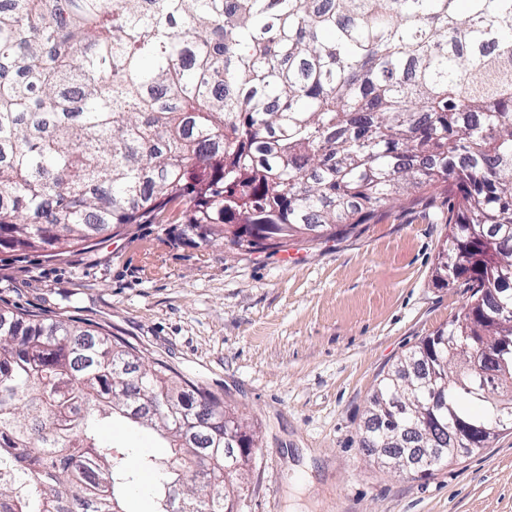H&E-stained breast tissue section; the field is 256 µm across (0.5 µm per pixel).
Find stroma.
Wrapping results in <instances>:
<instances>
[{
  "label": "stroma",
  "mask_w": 512,
  "mask_h": 512,
  "mask_svg": "<svg viewBox=\"0 0 512 512\" xmlns=\"http://www.w3.org/2000/svg\"><path fill=\"white\" fill-rule=\"evenodd\" d=\"M179 211L64 254L0 248V307L123 339L222 398L253 439L237 512H512V430L415 478L360 445L379 381L469 297L435 273L447 193L252 253L185 238ZM101 435L166 454L148 430Z\"/></svg>",
  "instance_id": "stroma-1"
}]
</instances>
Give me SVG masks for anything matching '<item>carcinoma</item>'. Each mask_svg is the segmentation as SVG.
Returning a JSON list of instances; mask_svg holds the SVG:
<instances>
[{
	"label": "carcinoma",
	"mask_w": 512,
	"mask_h": 512,
	"mask_svg": "<svg viewBox=\"0 0 512 512\" xmlns=\"http://www.w3.org/2000/svg\"><path fill=\"white\" fill-rule=\"evenodd\" d=\"M0 8V236L61 254L185 205L183 232L253 252L448 193L437 277L462 311L378 384L420 437L387 451L454 461L472 427L512 429V0H9ZM441 363L435 383L414 373ZM163 363L68 320L0 309V507L123 512L136 470L105 423L169 448L155 512H230L239 422ZM426 448H447L445 455Z\"/></svg>",
	"instance_id": "obj_1"
}]
</instances>
